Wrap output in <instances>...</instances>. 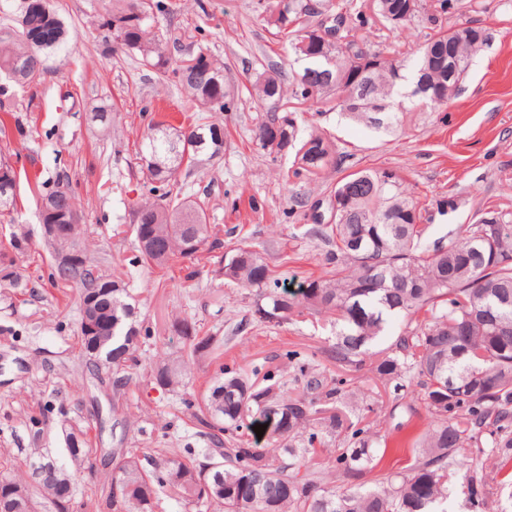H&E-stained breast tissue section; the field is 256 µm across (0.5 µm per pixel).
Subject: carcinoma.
<instances>
[{
  "label": "carcinoma",
  "instance_id": "carcinoma-1",
  "mask_svg": "<svg viewBox=\"0 0 512 512\" xmlns=\"http://www.w3.org/2000/svg\"><path fill=\"white\" fill-rule=\"evenodd\" d=\"M457 6V0H372L373 16L394 31L420 19L430 25ZM146 0H114L98 28L112 50L134 52L158 70L167 69L160 28L153 26ZM9 23L0 27V92L23 87L64 59L69 30L53 0H0ZM263 21L275 29L302 71L285 83L282 71L258 74L255 95L270 104L254 142L276 160L292 156L287 178H313L342 161L324 134L301 132L298 106L331 104L375 130L405 126L410 113L398 112L394 98L405 60L367 47L358 31L369 24L354 0H265ZM488 35L479 26L442 27L418 49L413 61L418 105L448 107ZM187 92L184 108L228 112L234 89L224 67L203 51H190L172 70ZM224 151V128L198 119L188 129L155 123L143 141L139 160L154 200L132 213L141 259L163 267L174 256L194 254L209 237L204 204L181 196L177 174L183 163ZM17 176L0 160V212L16 204ZM330 219L308 231L330 245L326 276L303 282L297 291L271 287L273 270L247 243L224 253V278L257 289L255 314L279 325L304 311L336 320V362L351 369L369 364L387 388H411L424 401L426 426L412 444L407 473L380 472L375 487L350 486L377 467L381 431L370 424L377 413L338 379L329 385L308 374L306 392L287 394L272 370L259 364L248 373L220 369L200 400L196 418L224 433L211 448H185L184 455L158 458L131 448L112 451V475L95 493L112 512H154L158 494L216 505L222 512H447L461 489L470 508L481 512L494 495V477L485 458L512 460V213L487 208L448 242L422 248L432 215L404 186L397 171L362 169L336 182ZM41 221L68 224L77 208L59 187L41 195ZM60 279L79 290V314L96 317L100 335L112 340L91 353L80 334L90 366L120 372L137 361L140 330L134 306L119 281L92 260ZM394 320L404 327L394 343L374 354L369 347ZM188 345L177 366L161 362L156 384L175 386L190 371V359L215 349L216 336L198 337L185 320L171 324ZM267 424L272 439L257 448L243 429ZM349 434V447L336 449V469L319 471L315 440ZM67 451L73 471L47 464L37 480L0 483V512H36L40 502L69 512L74 485L96 449L70 434ZM215 463L207 485L203 467Z\"/></svg>",
  "mask_w": 512,
  "mask_h": 512
}]
</instances>
